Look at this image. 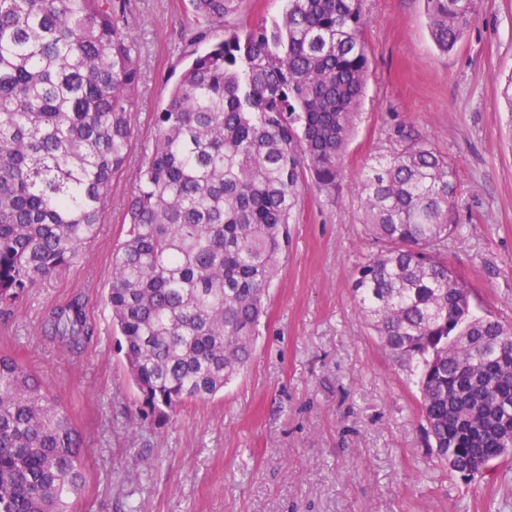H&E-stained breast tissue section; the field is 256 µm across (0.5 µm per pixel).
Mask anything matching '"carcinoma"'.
Masks as SVG:
<instances>
[{
	"label": "carcinoma",
	"mask_w": 512,
	"mask_h": 512,
	"mask_svg": "<svg viewBox=\"0 0 512 512\" xmlns=\"http://www.w3.org/2000/svg\"><path fill=\"white\" fill-rule=\"evenodd\" d=\"M244 32L242 0H188L224 39L195 51L154 113L155 139L112 252L107 302L147 415L205 403L248 369L310 187L340 185L366 94V0H283ZM448 52L477 0H426ZM139 52L125 0H0V308L77 263L128 163ZM378 245L352 292L417 378L434 458L464 479L512 456V329L476 314L448 266L454 168L426 140L379 159L362 188ZM91 337L75 299L44 325ZM82 436L43 380L0 355V512H75Z\"/></svg>",
	"instance_id": "cac0c4a2"
}]
</instances>
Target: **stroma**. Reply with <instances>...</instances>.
Wrapping results in <instances>:
<instances>
[{
  "label": "stroma",
  "instance_id": "obj_1",
  "mask_svg": "<svg viewBox=\"0 0 512 512\" xmlns=\"http://www.w3.org/2000/svg\"><path fill=\"white\" fill-rule=\"evenodd\" d=\"M366 7V98L344 177L335 194L307 192L294 209L248 370L210 402L147 419L105 296L153 115L186 64L197 22L184 0H128L142 50L128 164L80 260L19 307L0 309V353L43 378L84 438L87 485L76 512H512V459L469 483L432 461L416 379L384 351L350 292L369 249L361 184L376 157L425 139L457 176L448 263L478 312L512 326V0H479L445 54L424 0ZM75 297L94 338L68 352L42 324Z\"/></svg>",
  "mask_w": 512,
  "mask_h": 512
}]
</instances>
